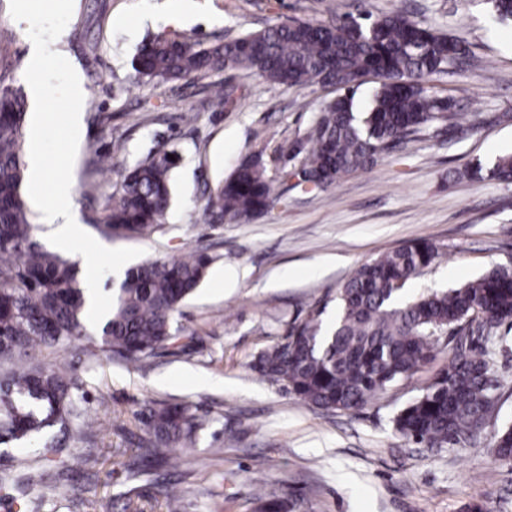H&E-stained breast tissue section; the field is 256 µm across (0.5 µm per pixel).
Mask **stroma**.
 I'll list each match as a JSON object with an SVG mask.
<instances>
[{
  "label": "stroma",
  "instance_id": "1",
  "mask_svg": "<svg viewBox=\"0 0 512 512\" xmlns=\"http://www.w3.org/2000/svg\"><path fill=\"white\" fill-rule=\"evenodd\" d=\"M359 7L376 16L409 12L463 40L478 64L427 80L432 92L456 102L463 114L456 126L437 123L323 191L291 188L288 173L294 149L334 89L270 85L251 71L227 70L218 80L232 86V103L217 107L205 79H131L133 58L152 39L210 43ZM173 11L178 22H167ZM0 30L9 35L0 43V89L24 95V137L39 138L55 166L42 188L29 178L23 188L45 247L75 259L93 251L106 308L120 271L198 251L213 258L177 316L196 334L186 351L159 350L136 368L91 356L95 330L69 348L36 351L35 362L76 374L89 394L84 408L98 422L80 438L59 434L63 454L116 451L92 471L74 472L41 512H125L130 502L141 512H163V481L185 489L184 512H257L252 493L263 484L286 494L288 512H512V463L498 461L492 447L494 431L512 426V333L494 348L500 387L480 438L438 451L400 438L391 419L447 364V347L354 412L304 404L252 368L311 309L334 320L336 296L354 270L408 241L426 238L441 249L440 259L407 284L410 296L512 268V183L466 173L512 154V25L495 22L486 0H0ZM76 80L84 89L77 102ZM75 107L81 131L74 137L68 116ZM158 149L180 156L164 222L145 236L101 234L103 203L123 169ZM257 151L268 161L277 203L246 223L210 220L206 188ZM97 154L109 156L111 175L92 170ZM60 182L70 186L77 221L67 244L42 222ZM162 401L192 404L209 425L191 464L173 453L131 478L127 463L143 434L135 414Z\"/></svg>",
  "mask_w": 512,
  "mask_h": 512
}]
</instances>
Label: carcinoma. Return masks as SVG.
<instances>
[{
    "instance_id": "obj_1",
    "label": "carcinoma",
    "mask_w": 512,
    "mask_h": 512,
    "mask_svg": "<svg viewBox=\"0 0 512 512\" xmlns=\"http://www.w3.org/2000/svg\"><path fill=\"white\" fill-rule=\"evenodd\" d=\"M492 17L512 23V0H487ZM475 62L465 42L437 33L400 13L338 14L324 22L299 20L269 26L203 47L156 39L133 61L137 83L203 79L227 69L256 72L266 82L289 87L313 83L341 94L326 107L289 177L291 188L325 190L343 176L372 166L377 157L418 138L431 123L455 115L448 97L434 94L425 79ZM379 79L368 107L356 111L357 79ZM24 98L0 91V445L43 441L42 459L56 468L34 478L12 480L11 500L23 512L43 500L72 467L92 469L99 457L57 458L56 429L87 426L81 384L64 366L22 365L15 358L41 346L64 348L86 335L87 308L77 265L47 251L34 237L21 195L24 179ZM175 150H157L126 169L113 186L100 218L101 233L146 234L162 223L170 203ZM263 153L242 159L208 191L205 214L245 223L277 201ZM500 182L512 183V155L492 167L476 165ZM441 256L431 240L416 239L360 265L339 291L336 318L323 323L320 309L288 330L285 342L261 352L253 369L303 403L325 410L357 411L400 380L412 376L448 346V364L424 391L393 417L396 434L424 448H454L476 440L495 406L499 381L490 364L489 343L502 325L512 328V270L495 268L456 288L418 298L404 296L406 284ZM213 258L147 260L130 268L112 291V308L99 347L110 360L146 364L161 348L184 349L193 334L176 314L200 286ZM146 438L131 467L162 463L167 452L194 456L206 416L184 404L148 403L136 413ZM495 455L512 462V427L494 435ZM166 512H181L184 491L164 486ZM261 512H281L276 493L255 495Z\"/></svg>"
}]
</instances>
